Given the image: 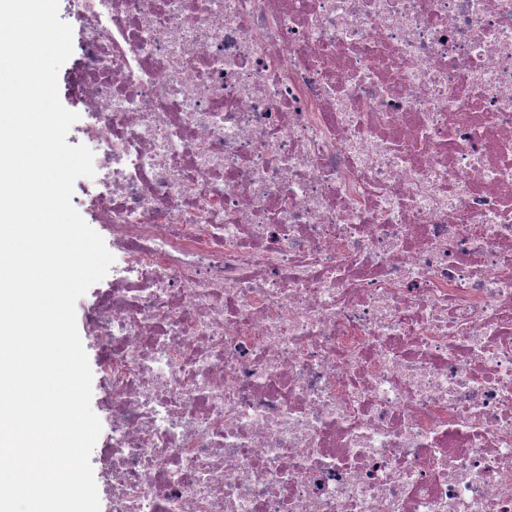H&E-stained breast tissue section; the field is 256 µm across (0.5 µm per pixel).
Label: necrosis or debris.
<instances>
[{
	"label": "necrosis or debris",
	"mask_w": 512,
	"mask_h": 512,
	"mask_svg": "<svg viewBox=\"0 0 512 512\" xmlns=\"http://www.w3.org/2000/svg\"><path fill=\"white\" fill-rule=\"evenodd\" d=\"M110 512H512V0H67Z\"/></svg>",
	"instance_id": "1"
}]
</instances>
